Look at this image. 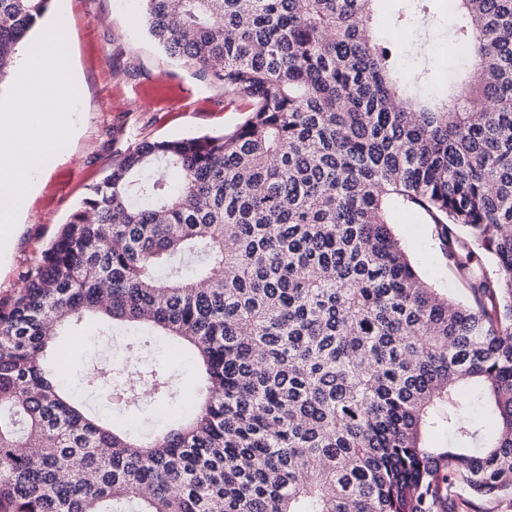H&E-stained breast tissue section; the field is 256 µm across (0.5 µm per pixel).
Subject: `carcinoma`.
I'll use <instances>...</instances> for the list:
<instances>
[{
    "label": "carcinoma",
    "mask_w": 512,
    "mask_h": 512,
    "mask_svg": "<svg viewBox=\"0 0 512 512\" xmlns=\"http://www.w3.org/2000/svg\"><path fill=\"white\" fill-rule=\"evenodd\" d=\"M53 0H0V79ZM376 0H140L148 34L243 109L126 149L0 308V512H495L512 498V0H452L466 87L397 66ZM403 0L395 25L430 14ZM424 212L469 289L419 275ZM487 254L491 263L477 260ZM157 328L195 412L146 438L67 398L72 321ZM86 381L175 399L163 364ZM436 428L450 445L428 443ZM393 223L420 275L435 288L447 292L449 297L466 301L469 291L458 279L454 267L442 255L429 218L415 211H403L394 215Z\"/></svg>",
    "instance_id": "cac0c4a2"
}]
</instances>
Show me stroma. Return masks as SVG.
Masks as SVG:
<instances>
[{"label":"stroma","mask_w":512,"mask_h":512,"mask_svg":"<svg viewBox=\"0 0 512 512\" xmlns=\"http://www.w3.org/2000/svg\"><path fill=\"white\" fill-rule=\"evenodd\" d=\"M433 12L427 29L412 28L402 38L400 64L407 72L428 68L432 85L443 87L453 54L448 0H435ZM51 14L61 18L67 30L83 124L77 138L50 160L22 218L13 252L0 260V306L16 297L23 274L37 266L59 225L128 146L143 140L214 135L233 129L243 118L242 112L225 107L222 82L195 75L154 44L136 0H55ZM393 222L420 275L449 297L467 300L469 291L442 255L429 218L403 211L394 215ZM140 338L137 330L105 332L89 320L77 335L58 336L55 348L69 356L67 386L93 412L127 429L146 432L157 420L191 412L202 382L190 350L159 340L142 351ZM138 352L175 374L179 396L174 402L144 399L137 406L124 407L113 403L107 390L87 385L85 377L95 367Z\"/></svg>","instance_id":"35a3bbf8"}]
</instances>
